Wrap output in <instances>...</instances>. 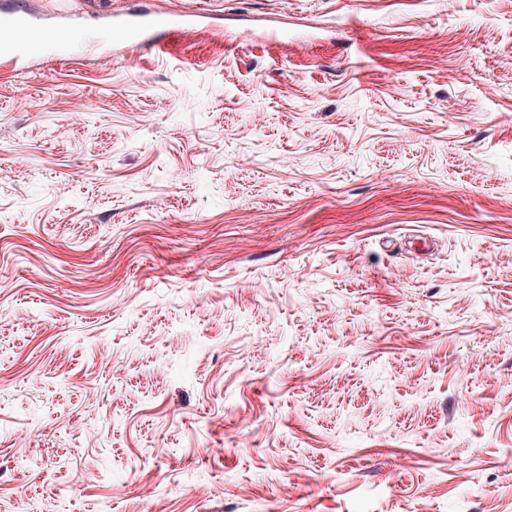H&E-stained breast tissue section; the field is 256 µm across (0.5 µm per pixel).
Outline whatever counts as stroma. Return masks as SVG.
<instances>
[{
    "instance_id": "obj_1",
    "label": "stroma",
    "mask_w": 512,
    "mask_h": 512,
    "mask_svg": "<svg viewBox=\"0 0 512 512\" xmlns=\"http://www.w3.org/2000/svg\"><path fill=\"white\" fill-rule=\"evenodd\" d=\"M13 10L0 512H512V0Z\"/></svg>"
}]
</instances>
